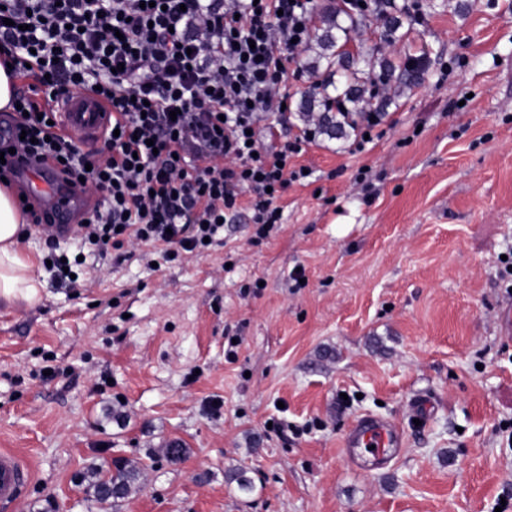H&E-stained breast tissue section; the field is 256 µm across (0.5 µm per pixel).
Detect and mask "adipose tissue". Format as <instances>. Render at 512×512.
<instances>
[{"label":"adipose tissue","instance_id":"adipose-tissue-1","mask_svg":"<svg viewBox=\"0 0 512 512\" xmlns=\"http://www.w3.org/2000/svg\"><path fill=\"white\" fill-rule=\"evenodd\" d=\"M24 222L13 194L0 189V299L36 302L39 283L30 262L19 249Z\"/></svg>","mask_w":512,"mask_h":512}]
</instances>
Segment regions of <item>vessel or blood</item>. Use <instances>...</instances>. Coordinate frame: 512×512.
<instances>
[{"label":"vessel or blood","instance_id":"obj_1","mask_svg":"<svg viewBox=\"0 0 512 512\" xmlns=\"http://www.w3.org/2000/svg\"><path fill=\"white\" fill-rule=\"evenodd\" d=\"M61 126L76 143L88 145L98 141L109 124V114L95 96L89 93L70 98L60 104ZM29 188L37 197L46 199L56 223L75 222L78 206L83 199L80 185L59 186L49 170L29 171ZM401 441L394 424L374 419L358 420L344 439L350 460L357 464H384L394 455ZM33 474L23 458L14 452L0 450V501L12 502L20 496Z\"/></svg>","mask_w":512,"mask_h":512}]
</instances>
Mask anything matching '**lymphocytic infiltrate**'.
Segmentation results:
<instances>
[{"mask_svg":"<svg viewBox=\"0 0 512 512\" xmlns=\"http://www.w3.org/2000/svg\"><path fill=\"white\" fill-rule=\"evenodd\" d=\"M313 12L314 0H0V65L17 82L0 178L47 162L94 190L79 231L100 254L134 238L163 243L171 260L204 255L244 195L265 237L281 190L305 177L295 145L263 120ZM79 91L111 114L87 151L55 123L54 103Z\"/></svg>","mask_w":512,"mask_h":512,"instance_id":"f902f5d3","label":"lymphocytic infiltrate"}]
</instances>
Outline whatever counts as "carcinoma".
I'll list each match as a JSON object with an SVG mask.
<instances>
[{
	"label": "carcinoma",
	"mask_w": 512,
	"mask_h": 512,
	"mask_svg": "<svg viewBox=\"0 0 512 512\" xmlns=\"http://www.w3.org/2000/svg\"><path fill=\"white\" fill-rule=\"evenodd\" d=\"M373 16L387 19L381 30L380 41L389 46L398 45L405 37V20L395 11L394 0H371L368 12L354 14L320 4L317 10L318 23L312 26L306 52L309 56L311 74L324 72L329 80L315 82L303 97L299 112L304 120L318 126L331 138H342L355 130L353 118L368 112H382L395 103V97L421 83L424 58L392 59L379 50L359 46L355 56H348L345 44L355 39ZM386 87L387 94L378 97L374 84ZM95 495L98 500H118L126 497L133 486L142 480L143 466L117 459L112 470L98 469ZM231 483L243 494L254 489L253 480L247 471L240 468L226 474Z\"/></svg>",
	"instance_id": "cac0c4a2"
}]
</instances>
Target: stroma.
I'll return each instance as SVG.
<instances>
[{
	"label": "stroma",
	"instance_id": "obj_1",
	"mask_svg": "<svg viewBox=\"0 0 512 512\" xmlns=\"http://www.w3.org/2000/svg\"><path fill=\"white\" fill-rule=\"evenodd\" d=\"M466 4L410 26L398 50L428 54L425 80L364 152L300 146L311 175L266 238L244 216L202 257L131 242L122 262L87 254L70 288L44 260L77 237L26 225L40 298L0 300V448L34 477L0 512H512V0ZM313 80L280 85L279 142ZM367 416L402 435L382 468L343 446ZM168 440L183 461L154 456ZM115 458L149 479L102 503L88 478Z\"/></svg>",
	"mask_w": 512,
	"mask_h": 512
}]
</instances>
